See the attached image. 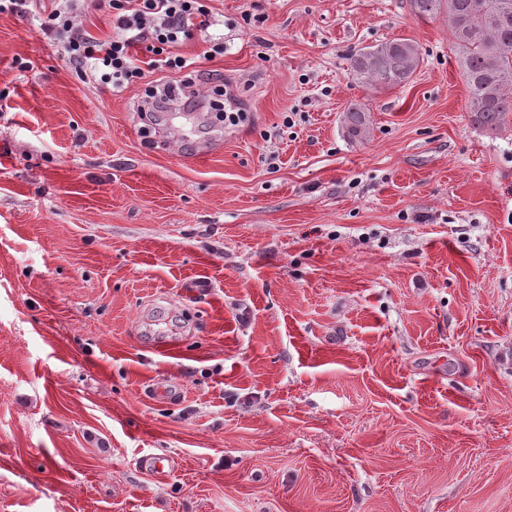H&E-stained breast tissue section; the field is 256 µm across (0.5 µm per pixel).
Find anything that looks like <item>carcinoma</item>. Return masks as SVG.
I'll list each match as a JSON object with an SVG mask.
<instances>
[{"label": "carcinoma", "instance_id": "obj_1", "mask_svg": "<svg viewBox=\"0 0 512 512\" xmlns=\"http://www.w3.org/2000/svg\"><path fill=\"white\" fill-rule=\"evenodd\" d=\"M419 16H448L451 43L458 51L470 94L474 125L494 132L512 114V0H410ZM420 64L418 47L396 39L357 50L350 58L351 75L374 88L406 82ZM347 136L356 140L368 129V109L347 108Z\"/></svg>", "mask_w": 512, "mask_h": 512}]
</instances>
